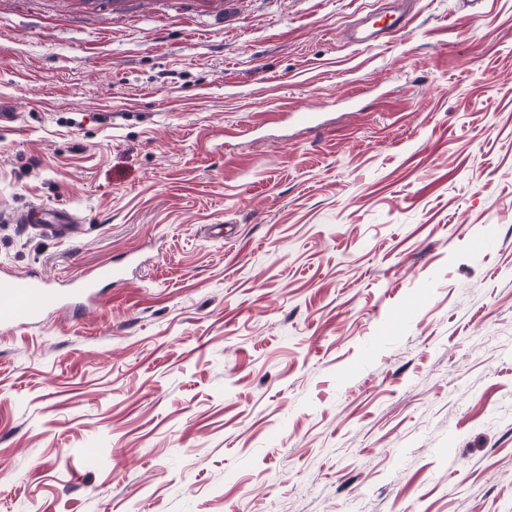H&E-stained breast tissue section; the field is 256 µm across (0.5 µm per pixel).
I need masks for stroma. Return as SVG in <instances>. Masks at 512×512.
<instances>
[{
	"mask_svg": "<svg viewBox=\"0 0 512 512\" xmlns=\"http://www.w3.org/2000/svg\"><path fill=\"white\" fill-rule=\"evenodd\" d=\"M386 3L0 0V272L125 271L0 329V512H512V0ZM18 224H46L56 231L63 233L68 225L75 222V216L68 209L31 210L16 215Z\"/></svg>",
	"mask_w": 512,
	"mask_h": 512,
	"instance_id": "1",
	"label": "stroma"
}]
</instances>
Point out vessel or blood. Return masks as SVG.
Segmentation results:
<instances>
[{"mask_svg": "<svg viewBox=\"0 0 512 512\" xmlns=\"http://www.w3.org/2000/svg\"><path fill=\"white\" fill-rule=\"evenodd\" d=\"M20 224H44L58 232H65L75 216L69 210H31L16 215ZM119 272L108 266L98 267L90 276L76 282L70 292L45 287L38 279H16L0 282V328L7 330L29 325L46 312L74 307L83 309L95 297L99 281L118 277Z\"/></svg>", "mask_w": 512, "mask_h": 512, "instance_id": "b4317fda", "label": "vessel or blood"}]
</instances>
